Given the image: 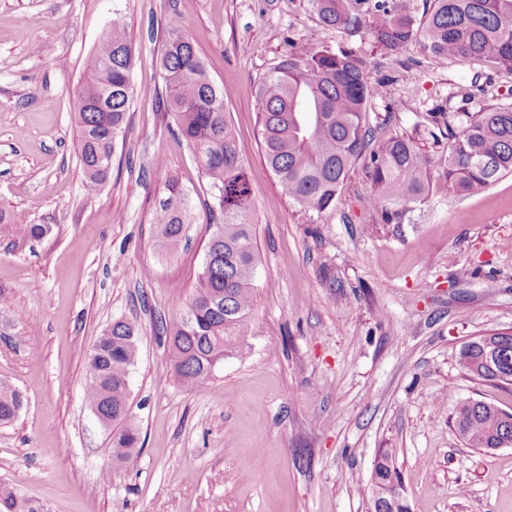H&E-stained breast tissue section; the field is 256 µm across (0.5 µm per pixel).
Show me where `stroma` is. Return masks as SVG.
<instances>
[{"mask_svg": "<svg viewBox=\"0 0 512 512\" xmlns=\"http://www.w3.org/2000/svg\"><path fill=\"white\" fill-rule=\"evenodd\" d=\"M178 14L245 150L259 267L247 358L196 390L173 374L155 325L189 294L220 215L159 106L164 23ZM135 55L133 100L100 192L87 195L69 99L106 24ZM345 49L371 86L378 136H410L433 161L436 108L512 104V74L479 59L390 55L322 25L310 0H0V381L24 398L0 424V491L37 512H369L360 487L395 451L412 512H512V446L460 437L452 405L512 412V384L473 381L461 347L512 328V174L482 192L435 185L406 224H377L368 161L335 208L305 215L267 165L257 84L289 50ZM177 183L190 208L177 249L152 218ZM47 235L21 238L14 213ZM139 326L129 371L130 459L85 399L86 357L112 321ZM138 433L133 427H127L120 433L112 436V455L117 461L122 462L129 458L131 451L137 447Z\"/></svg>", "mask_w": 512, "mask_h": 512, "instance_id": "stroma-1", "label": "stroma"}]
</instances>
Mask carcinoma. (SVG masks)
Instances as JSON below:
<instances>
[{"label": "carcinoma", "instance_id": "cac0c4a2", "mask_svg": "<svg viewBox=\"0 0 512 512\" xmlns=\"http://www.w3.org/2000/svg\"><path fill=\"white\" fill-rule=\"evenodd\" d=\"M318 19L349 34L363 33L386 53L418 43L435 59L481 58L512 72V0H429L421 20L404 13L399 0H310ZM134 47L119 19H112L96 48L89 72L70 101L76 143L88 195L100 191L112 166L132 97ZM164 111L176 118L179 134L201 165L221 222L215 225L195 288L176 303L175 316L158 322L169 348L173 374L195 389L205 388L228 356L244 357V326L254 307L257 274L252 225L246 220L252 189L244 149L231 128L224 89L209 76L195 47L173 14L166 24L162 57ZM370 94L361 57L352 51L292 50L257 88V120L265 157L288 197L305 214H321L336 200L361 158H368L372 192L368 205L377 224H404L425 202L432 187L431 160L405 135L378 141L366 121ZM442 112L433 117H442ZM448 146L439 178L448 193L482 191L512 174V105L484 112L448 115ZM190 211L184 195H170L153 217L158 237L172 248ZM16 235L39 239L48 228L18 215ZM138 327L117 320L87 355L85 397L104 426L124 421L128 373L138 358ZM476 380L512 382V343L502 346L494 369L483 348L469 353ZM21 393L0 383V422L14 418ZM471 448L512 439V413L474 399L456 402L451 412ZM138 433L127 427L112 436V455L122 462L137 447ZM401 476L392 448L379 451L366 485L389 497ZM0 512H35L13 493L0 492Z\"/></svg>", "mask_w": 512, "mask_h": 512}]
</instances>
